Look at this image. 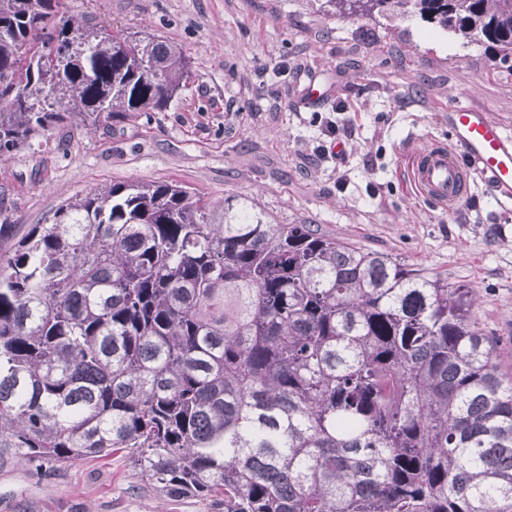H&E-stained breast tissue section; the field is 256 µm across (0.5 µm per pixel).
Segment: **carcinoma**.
Wrapping results in <instances>:
<instances>
[{
	"instance_id": "carcinoma-1",
	"label": "carcinoma",
	"mask_w": 512,
	"mask_h": 512,
	"mask_svg": "<svg viewBox=\"0 0 512 512\" xmlns=\"http://www.w3.org/2000/svg\"><path fill=\"white\" fill-rule=\"evenodd\" d=\"M512 58V0H329ZM61 0H0V153L161 112L191 62ZM473 291L312 224L121 182L0 250V460L127 451L224 512H512V379Z\"/></svg>"
}]
</instances>
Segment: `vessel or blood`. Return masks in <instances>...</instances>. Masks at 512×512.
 Masks as SVG:
<instances>
[{
  "label": "vessel or blood",
  "instance_id": "vessel-or-blood-1",
  "mask_svg": "<svg viewBox=\"0 0 512 512\" xmlns=\"http://www.w3.org/2000/svg\"><path fill=\"white\" fill-rule=\"evenodd\" d=\"M447 141L435 142L408 159L418 196L448 209L469 194L474 177L495 188L500 202H512V133L486 112L458 107L448 114Z\"/></svg>",
  "mask_w": 512,
  "mask_h": 512
}]
</instances>
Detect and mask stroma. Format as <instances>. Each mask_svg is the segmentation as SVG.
Returning a JSON list of instances; mask_svg holds the SVG:
<instances>
[{
    "instance_id": "1",
    "label": "stroma",
    "mask_w": 512,
    "mask_h": 512,
    "mask_svg": "<svg viewBox=\"0 0 512 512\" xmlns=\"http://www.w3.org/2000/svg\"><path fill=\"white\" fill-rule=\"evenodd\" d=\"M68 14L148 31L192 62L165 111L80 119L0 157V222L24 235L115 182H174L252 201L276 224H314L472 288L473 317L512 377V205L477 181L455 208L419 198L411 153L447 141L458 105L512 129V68L417 18L350 19L329 0H64ZM321 100L307 105L310 90ZM345 155L322 156L327 122ZM0 512H224L211 497L146 488L125 451L37 467L0 465Z\"/></svg>"
}]
</instances>
